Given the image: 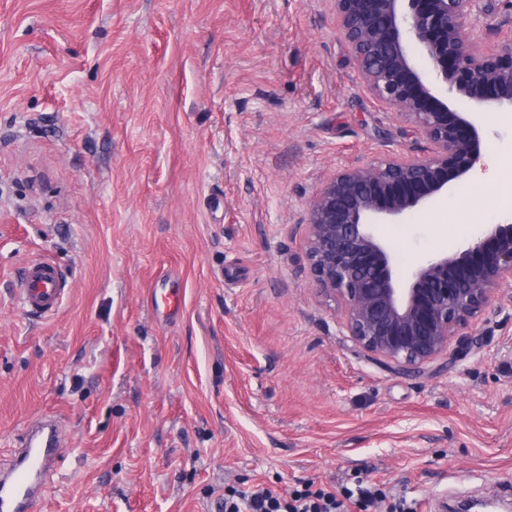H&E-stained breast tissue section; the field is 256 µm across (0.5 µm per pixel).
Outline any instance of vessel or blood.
<instances>
[{"label": "vessel or blood", "instance_id": "obj_1", "mask_svg": "<svg viewBox=\"0 0 512 512\" xmlns=\"http://www.w3.org/2000/svg\"><path fill=\"white\" fill-rule=\"evenodd\" d=\"M15 290L26 311L49 317L62 303L64 278L52 262L33 261L23 267ZM60 459L55 419L30 423L11 463L0 469V512H32Z\"/></svg>", "mask_w": 512, "mask_h": 512}]
</instances>
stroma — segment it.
Wrapping results in <instances>:
<instances>
[{
	"label": "stroma",
	"instance_id": "35a3bbf8",
	"mask_svg": "<svg viewBox=\"0 0 512 512\" xmlns=\"http://www.w3.org/2000/svg\"><path fill=\"white\" fill-rule=\"evenodd\" d=\"M467 24L512 43L506 0ZM482 130L495 174L377 225L397 275L512 218V112ZM422 144L332 0H0V462L44 414L66 441L35 512H215L239 482L512 500V305L406 375L307 273L336 168ZM37 257L66 281L43 319L12 293Z\"/></svg>",
	"mask_w": 512,
	"mask_h": 512
}]
</instances>
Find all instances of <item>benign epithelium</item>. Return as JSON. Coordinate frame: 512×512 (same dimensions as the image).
I'll use <instances>...</instances> for the list:
<instances>
[{
  "mask_svg": "<svg viewBox=\"0 0 512 512\" xmlns=\"http://www.w3.org/2000/svg\"><path fill=\"white\" fill-rule=\"evenodd\" d=\"M338 29L369 92L425 145L336 169L313 197L305 237L317 293L340 298L343 325L369 358L419 373L470 324L512 302V223L491 224L418 264L403 280L378 224H400L451 193L480 158L475 116L512 109V46L487 50L466 27L476 0H333ZM465 100L469 107L456 109Z\"/></svg>",
  "mask_w": 512,
  "mask_h": 512,
  "instance_id": "7a95c632",
  "label": "benign epithelium"
}]
</instances>
